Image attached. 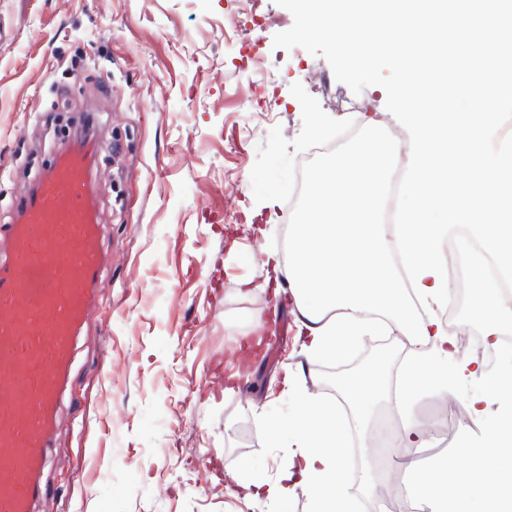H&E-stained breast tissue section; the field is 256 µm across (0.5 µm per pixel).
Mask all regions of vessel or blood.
Instances as JSON below:
<instances>
[{
    "label": "vessel or blood",
    "instance_id": "vessel-or-blood-1",
    "mask_svg": "<svg viewBox=\"0 0 512 512\" xmlns=\"http://www.w3.org/2000/svg\"><path fill=\"white\" fill-rule=\"evenodd\" d=\"M94 139L64 146L0 242V512H37L59 405L102 273Z\"/></svg>",
    "mask_w": 512,
    "mask_h": 512
}]
</instances>
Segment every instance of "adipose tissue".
Returning a JSON list of instances; mask_svg holds the SVG:
<instances>
[{
  "instance_id": "ef3b65f1",
  "label": "adipose tissue",
  "mask_w": 512,
  "mask_h": 512,
  "mask_svg": "<svg viewBox=\"0 0 512 512\" xmlns=\"http://www.w3.org/2000/svg\"><path fill=\"white\" fill-rule=\"evenodd\" d=\"M502 0H308L302 29L328 33L347 61L359 69L397 74L394 99L410 133L405 153L358 114L365 134L349 149L312 171L304 207L288 227L285 263L274 264L296 296L308 354L342 357L363 338L378 332L372 314L385 316L414 347L400 380L402 401L427 384L462 385L483 376L485 389L469 400L478 432L460 446L477 473L466 477L445 466L415 473L420 496L435 512H476L475 486L484 473L495 480L485 495L484 512H512V472L500 462L512 455V362L492 371L458 358L456 348L434 314L415 312L416 294L425 303L448 299V278L436 244L451 226L468 227L485 255L502 272L512 271V141L497 140L502 108L512 107V28L501 24ZM479 29L481 47L460 40L464 60L444 70L438 59L448 25ZM402 163L404 222L394 243L378 224L389 172ZM403 260L408 282H401L390 253ZM472 317L486 337L512 325V309L499 301L495 281L475 271ZM389 354L348 378L342 391L357 415L388 391ZM497 405L489 416V405ZM272 441L287 449L288 467L271 482L259 474L241 485L249 496L285 504L293 487L305 484L312 512H352L345 487L348 467L341 453L346 436L332 410L319 398L302 395L296 413L282 422L262 418Z\"/></svg>"
}]
</instances>
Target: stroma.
I'll return each mask as SVG.
<instances>
[{"label": "stroma", "instance_id": "1", "mask_svg": "<svg viewBox=\"0 0 512 512\" xmlns=\"http://www.w3.org/2000/svg\"><path fill=\"white\" fill-rule=\"evenodd\" d=\"M300 6L0 0V235L58 148L59 101L96 116L109 258L40 512H272L229 477L246 463L273 480L287 465L255 411L295 412L288 371L333 405L337 372L372 349L307 354L295 297L265 264L286 254V192L315 123L338 133L373 107L400 125L382 92L396 75L351 69L327 36L301 29ZM272 303L278 342L241 375Z\"/></svg>", "mask_w": 512, "mask_h": 512}]
</instances>
